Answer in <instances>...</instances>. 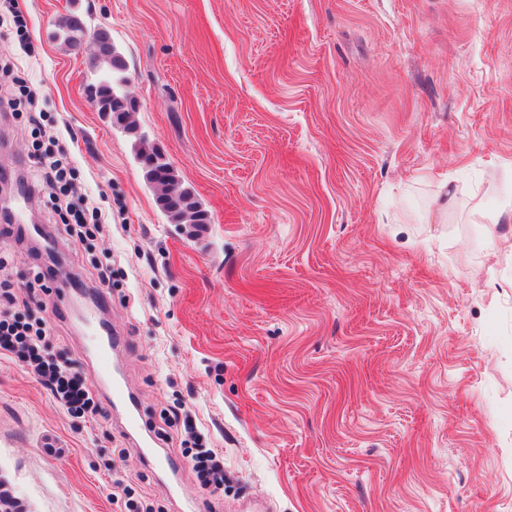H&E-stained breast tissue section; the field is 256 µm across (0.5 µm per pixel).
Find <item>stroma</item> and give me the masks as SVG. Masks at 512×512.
<instances>
[{
  "instance_id": "obj_1",
  "label": "stroma",
  "mask_w": 512,
  "mask_h": 512,
  "mask_svg": "<svg viewBox=\"0 0 512 512\" xmlns=\"http://www.w3.org/2000/svg\"><path fill=\"white\" fill-rule=\"evenodd\" d=\"M0 171L64 151L106 226L109 325L145 414L183 404L220 512H512V0H19ZM109 29L134 118L208 212L168 223L90 96ZM447 193H439V183ZM50 343L92 373L73 297ZM178 512L118 413L71 418L0 358V481L24 512ZM58 27L63 33L64 42L70 47L80 48L85 44L82 40L85 27L77 17L69 16L62 18L58 23Z\"/></svg>"
}]
</instances>
